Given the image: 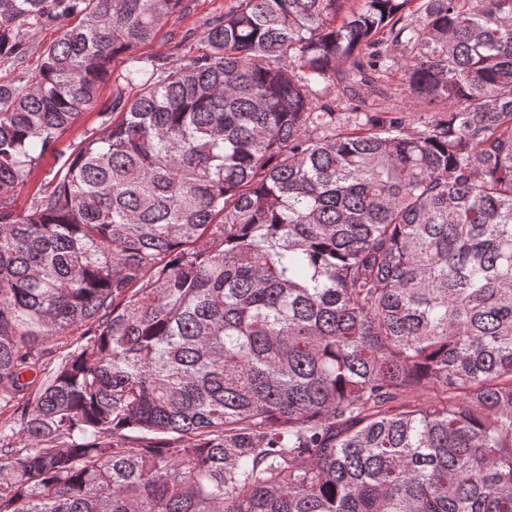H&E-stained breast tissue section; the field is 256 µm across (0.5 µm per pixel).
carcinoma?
I'll use <instances>...</instances> for the list:
<instances>
[{
	"label": "carcinoma",
	"mask_w": 512,
	"mask_h": 512,
	"mask_svg": "<svg viewBox=\"0 0 512 512\" xmlns=\"http://www.w3.org/2000/svg\"><path fill=\"white\" fill-rule=\"evenodd\" d=\"M182 2L0 0V512H512V0ZM235 5V0H183L169 16L153 41L133 55L171 62L204 49L203 36L209 22ZM61 33L62 31L57 26L46 27L32 33L29 38L28 53L22 63L17 65L0 63V81L12 82L19 77L27 79L34 75L39 67L44 49L54 42ZM119 86L113 83L104 85L100 91L98 105L93 109L84 112L78 121L72 126L68 127L60 136L55 145V150L48 153L41 161V164L36 167L26 180V185L17 194L14 207L17 210H26L29 207L30 200L35 194H43L48 189L49 182L60 163L68 156L72 149L87 135L88 132L100 130L102 128V118L99 112L102 110V105L109 101ZM66 154L63 159L58 160L59 154ZM58 162V163H57Z\"/></svg>",
	"instance_id": "carcinoma-1"
}]
</instances>
